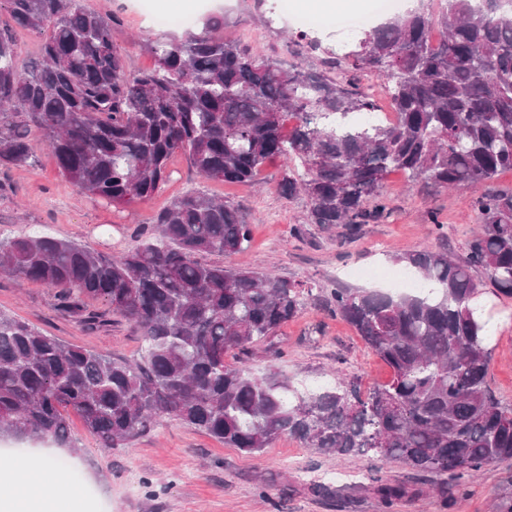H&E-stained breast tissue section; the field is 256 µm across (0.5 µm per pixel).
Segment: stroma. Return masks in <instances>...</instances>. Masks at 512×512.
<instances>
[{
	"label": "stroma",
	"instance_id": "stroma-1",
	"mask_svg": "<svg viewBox=\"0 0 512 512\" xmlns=\"http://www.w3.org/2000/svg\"><path fill=\"white\" fill-rule=\"evenodd\" d=\"M91 9L117 17L112 40L129 67H152L144 48L147 37L184 36L211 15L224 18V30L242 46L272 56L286 53L287 43H304L303 17H328L314 0H288L287 14H268L265 0H82ZM155 14L191 15L190 26L158 27ZM33 158L19 170L0 172V239L21 235L73 240L91 249L124 251L136 246L151 228L155 213L177 196L196 191L224 198L239 208L251 226V241L231 256L204 255L207 263L270 271L309 287L300 315L285 324L272 345L232 351L228 362L257 375L278 372L312 387L343 370L359 379L362 389L386 382L388 366L366 347L355 329L327 310L334 288L374 289L363 269L394 268L393 254L422 246L443 247L464 255L476 226L472 190L434 191L409 185L404 174H390L381 195L384 215L349 231L324 229L305 221L304 197H282L278 183L282 160L266 162L255 182L225 184L200 178L184 156L169 162L171 176L151 200L124 207L86 194L58 173L54 157L39 139L31 141ZM483 312L494 325L488 380L497 398L512 406V298L498 295L483 270L474 273ZM0 311L29 322L67 343L114 357L136 358L143 344L134 326L120 315L92 330L60 311L54 288L0 275ZM79 454L47 441L0 439V468L38 451L69 458L54 498L76 495L80 512H507L512 507V461L485 466L464 488L449 484L435 492L438 476L399 463L380 464L362 456L344 459L316 454L289 437H281L257 455L225 447L183 422L167 418L128 447L106 449L84 429L79 416L69 419ZM406 487L404 497L384 503L370 487L376 482ZM332 496L316 493V486Z\"/></svg>",
	"mask_w": 512,
	"mask_h": 512
}]
</instances>
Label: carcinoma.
<instances>
[{
    "label": "carcinoma",
    "instance_id": "1",
    "mask_svg": "<svg viewBox=\"0 0 512 512\" xmlns=\"http://www.w3.org/2000/svg\"><path fill=\"white\" fill-rule=\"evenodd\" d=\"M0 167L32 158L31 134L58 173L114 205L151 198L181 153L202 178L252 182L281 158L284 197L307 199L306 223L356 226L378 218L394 171L438 189L467 187L477 230L467 253L427 246L392 259L410 267L414 293L330 292L347 321L390 368L361 395L354 379L309 390L279 373L230 365L239 348L270 343L304 308L299 283L200 257L242 250L251 225L232 204L175 198L149 238L117 256L47 236L0 240V273L58 289V308L90 329L108 324L83 297L104 302L144 340L133 360L67 344L0 312V437L70 443L76 413L102 448H122L174 417L229 448L256 455L287 435L325 456H370L416 472L472 479L512 460V408L493 394L486 322L472 304L482 268L512 298V190L487 186L512 171V6L444 0L356 32L321 66L241 49L224 17L201 32L151 38L149 70H133L112 41L116 17L81 0H0ZM40 36L19 66L10 27ZM441 29L440 44L432 32ZM387 85L394 118L359 83ZM296 119L288 135L286 117Z\"/></svg>",
    "mask_w": 512,
    "mask_h": 512
}]
</instances>
